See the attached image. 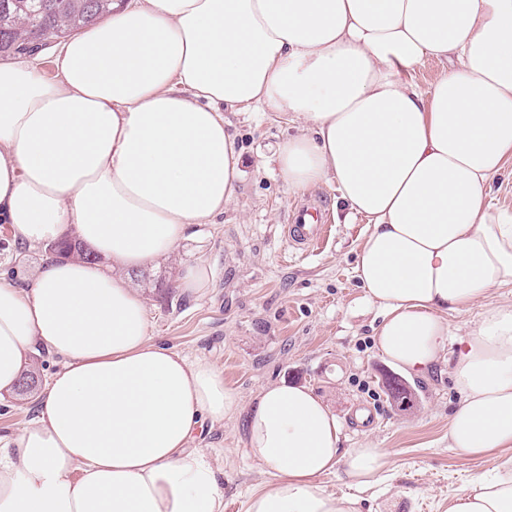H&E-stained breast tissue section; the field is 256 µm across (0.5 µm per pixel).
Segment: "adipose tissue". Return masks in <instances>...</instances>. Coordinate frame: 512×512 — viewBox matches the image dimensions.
Segmentation results:
<instances>
[{"label":"adipose tissue","mask_w":512,"mask_h":512,"mask_svg":"<svg viewBox=\"0 0 512 512\" xmlns=\"http://www.w3.org/2000/svg\"><path fill=\"white\" fill-rule=\"evenodd\" d=\"M444 61L429 91L412 73ZM57 78L0 60V228L18 248L75 240L0 277V395L32 355L61 360L35 417L0 445V512H224L205 424L238 411L224 370L154 341L132 273L177 254L236 197L225 112H276L286 188L336 182L367 229L356 277L382 312L376 346L425 375L453 363L448 445L491 462L448 512H512V209L489 199L512 163V0H113L71 38ZM480 308L452 338L448 316ZM247 454L274 479L246 512H361L320 480L367 486L377 447L304 386L265 387Z\"/></svg>","instance_id":"obj_1"}]
</instances>
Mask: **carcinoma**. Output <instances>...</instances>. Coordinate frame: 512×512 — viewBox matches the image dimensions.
Wrapping results in <instances>:
<instances>
[{"label": "carcinoma", "instance_id": "carcinoma-1", "mask_svg": "<svg viewBox=\"0 0 512 512\" xmlns=\"http://www.w3.org/2000/svg\"><path fill=\"white\" fill-rule=\"evenodd\" d=\"M112 13V0H0V53L64 38Z\"/></svg>", "mask_w": 512, "mask_h": 512}]
</instances>
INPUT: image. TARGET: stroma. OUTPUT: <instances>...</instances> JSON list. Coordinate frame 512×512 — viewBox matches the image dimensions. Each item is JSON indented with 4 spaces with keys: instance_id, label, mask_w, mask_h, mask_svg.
<instances>
[{
    "instance_id": "obj_1",
    "label": "stroma",
    "mask_w": 512,
    "mask_h": 512,
    "mask_svg": "<svg viewBox=\"0 0 512 512\" xmlns=\"http://www.w3.org/2000/svg\"><path fill=\"white\" fill-rule=\"evenodd\" d=\"M224 117L242 175L233 203L197 229L213 271L209 292L194 298L178 288L176 257L133 276L153 338L219 364L241 398L239 411L201 442L224 472V512H245L248 493L269 478L245 454L244 422L261 390L275 383L304 385L322 397L342 423L343 447L370 442L388 451L387 471L357 492L362 512H448L449 500L489 466L448 446V418L459 402L448 364L419 378L411 407L388 399L382 376L391 365L374 339L380 312L354 274L365 221H345L335 184L294 194L281 183L274 153L296 133V123L271 112ZM307 200L329 215L331 232L301 257L284 226Z\"/></svg>"
}]
</instances>
